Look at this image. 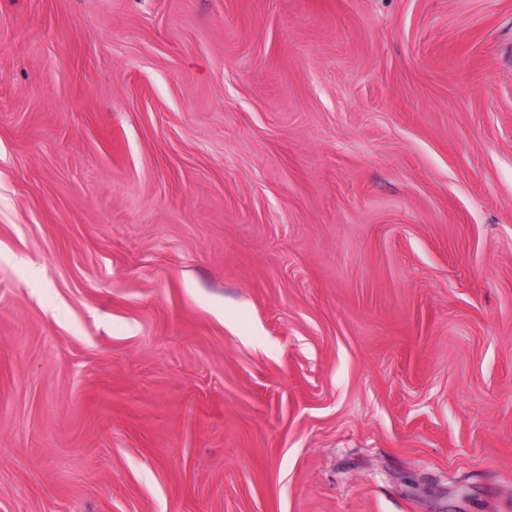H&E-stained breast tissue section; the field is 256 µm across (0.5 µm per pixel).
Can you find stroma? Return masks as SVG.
Instances as JSON below:
<instances>
[{
  "label": "stroma",
  "mask_w": 512,
  "mask_h": 512,
  "mask_svg": "<svg viewBox=\"0 0 512 512\" xmlns=\"http://www.w3.org/2000/svg\"><path fill=\"white\" fill-rule=\"evenodd\" d=\"M0 512H512V0H0Z\"/></svg>",
  "instance_id": "obj_1"
}]
</instances>
